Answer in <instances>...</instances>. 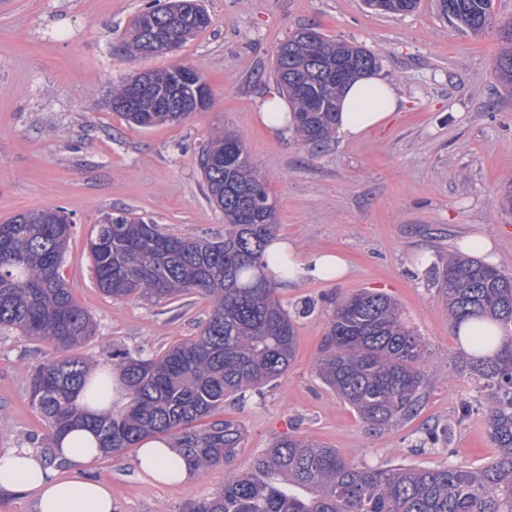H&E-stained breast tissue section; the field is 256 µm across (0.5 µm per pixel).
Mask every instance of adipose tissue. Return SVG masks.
Wrapping results in <instances>:
<instances>
[{
	"instance_id": "obj_1",
	"label": "adipose tissue",
	"mask_w": 512,
	"mask_h": 512,
	"mask_svg": "<svg viewBox=\"0 0 512 512\" xmlns=\"http://www.w3.org/2000/svg\"><path fill=\"white\" fill-rule=\"evenodd\" d=\"M401 105L394 85L379 72H370L348 83L342 91L336 125L345 138H356L384 127ZM266 255L288 256L289 283L306 279L340 280L348 271L346 259L338 253L300 256L291 242L272 238ZM58 455L68 467L58 470L30 448H14L0 454V490L29 495L35 512H116L111 488L89 476L88 468L99 451L94 434L74 426L57 442ZM137 466L153 480L180 486L191 481L193 472L176 449L166 441L145 439Z\"/></svg>"
}]
</instances>
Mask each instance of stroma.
Returning a JSON list of instances; mask_svg holds the SVG:
<instances>
[{
	"label": "stroma",
	"instance_id": "35a3bbf8",
	"mask_svg": "<svg viewBox=\"0 0 512 512\" xmlns=\"http://www.w3.org/2000/svg\"><path fill=\"white\" fill-rule=\"evenodd\" d=\"M151 0H0V222L60 206L76 224L65 258L67 282L97 324L82 347L107 366L118 347L156 354L195 336L210 311L190 294L172 304L115 302L95 285L85 240L107 213L130 210L166 232L217 240L224 216L205 197L199 153L214 129L230 126L258 163L276 201V232L301 255L342 251V281L306 280L278 289L298 339L286 374L261 392L224 404L242 422L236 457L170 487L141 473L135 453L100 458L94 477L112 488L118 512H183L215 495L225 472L248 471L275 437L299 433L365 467H478L495 454L487 403L470 377L437 293L434 265L462 237L492 238L498 269L512 273V92L494 75L496 32L475 37L421 0L407 15L384 14L363 0H202L211 25L175 55L128 57L121 48L132 19ZM377 53L402 98L385 129L328 145L302 144L295 132L261 126V103L277 90L273 51L298 26ZM195 68L210 107L179 124L141 128L112 111L113 82L141 70ZM368 290L396 301L433 357L416 414L381 430L315 375L313 365L333 301ZM36 345L0 334V453L27 446L46 427L32 406L26 376ZM473 410L461 416L463 401ZM452 426L450 443L417 447L426 429Z\"/></svg>",
	"mask_w": 512,
	"mask_h": 512
}]
</instances>
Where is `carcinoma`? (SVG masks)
<instances>
[{
  "label": "carcinoma",
  "mask_w": 512,
  "mask_h": 512,
  "mask_svg": "<svg viewBox=\"0 0 512 512\" xmlns=\"http://www.w3.org/2000/svg\"><path fill=\"white\" fill-rule=\"evenodd\" d=\"M420 0H365L368 8L406 15ZM439 14L475 36L494 30L501 49L494 61L499 84L512 91V21H501L493 0H437ZM159 32L180 43L207 28L201 0H166L149 8ZM152 44L130 24L125 54L146 57ZM344 67L336 79V65ZM379 64L358 45L301 26L273 54L272 78L288 96L292 125L301 142L322 144L336 133L342 88ZM179 67L132 73L112 85L109 105L140 127L179 123L201 111L179 84ZM141 87L139 111L126 108ZM208 201L224 213V239L212 241L162 232L125 214L96 224L87 239L97 288L115 302H170L201 294L211 309L199 334L154 356L112 353L127 402L119 409L86 414L78 395L96 360L79 354L94 324L74 298L63 266L75 224L59 207L20 213L0 224V333L43 346L30 370V399L47 432L30 436L49 461L55 441L70 427L89 429L114 457L148 436L168 438L193 470L203 473L229 462L241 448L243 427L220 416L224 400L277 381L295 357L294 324L264 274V249L276 227V204L257 163L230 130H215L201 148ZM435 281L455 326L475 317L498 323L501 335L480 329L470 341L478 355L469 374L487 393L488 434L497 454L477 468H361L334 448L303 435L273 441L252 471L224 475V488L187 507V512H512V273L475 258L448 254ZM432 353L402 320L388 296L357 291L336 303L326 323L315 370L360 419L375 428L411 417L417 410L425 367ZM293 487L307 490L301 498Z\"/></svg>",
  "instance_id": "carcinoma-1"
}]
</instances>
